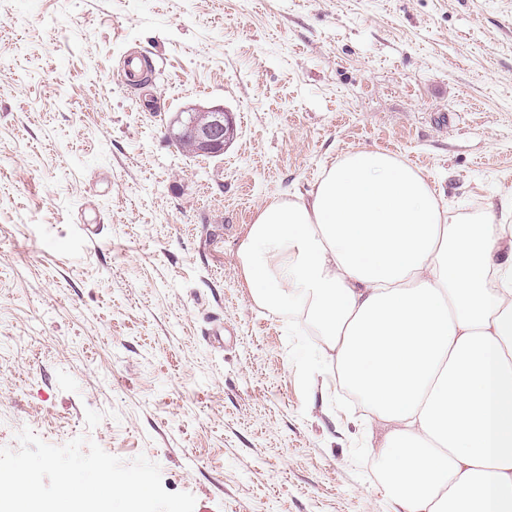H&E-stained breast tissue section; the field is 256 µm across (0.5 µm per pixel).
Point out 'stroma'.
<instances>
[{"label":"stroma","mask_w":512,"mask_h":512,"mask_svg":"<svg viewBox=\"0 0 512 512\" xmlns=\"http://www.w3.org/2000/svg\"><path fill=\"white\" fill-rule=\"evenodd\" d=\"M193 103L222 156L167 138ZM362 148L461 219L512 194V0H0V447L146 456L194 512H388L383 429L238 259ZM234 130L232 114L224 105L193 104L173 115L167 125V137L177 141L175 146L186 156H200L198 152L219 156Z\"/></svg>","instance_id":"obj_1"}]
</instances>
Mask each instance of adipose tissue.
<instances>
[{
    "mask_svg": "<svg viewBox=\"0 0 512 512\" xmlns=\"http://www.w3.org/2000/svg\"><path fill=\"white\" fill-rule=\"evenodd\" d=\"M238 257L255 300L300 302L387 429L392 512H512V226L456 222L371 149L266 203Z\"/></svg>",
    "mask_w": 512,
    "mask_h": 512,
    "instance_id": "obj_1",
    "label": "adipose tissue"
}]
</instances>
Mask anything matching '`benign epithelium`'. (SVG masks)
<instances>
[{"mask_svg": "<svg viewBox=\"0 0 512 512\" xmlns=\"http://www.w3.org/2000/svg\"><path fill=\"white\" fill-rule=\"evenodd\" d=\"M234 130L232 114L224 106L193 104L173 115L167 125V137L172 141L189 138L199 153L219 156Z\"/></svg>", "mask_w": 512, "mask_h": 512, "instance_id": "obj_1", "label": "benign epithelium"}]
</instances>
